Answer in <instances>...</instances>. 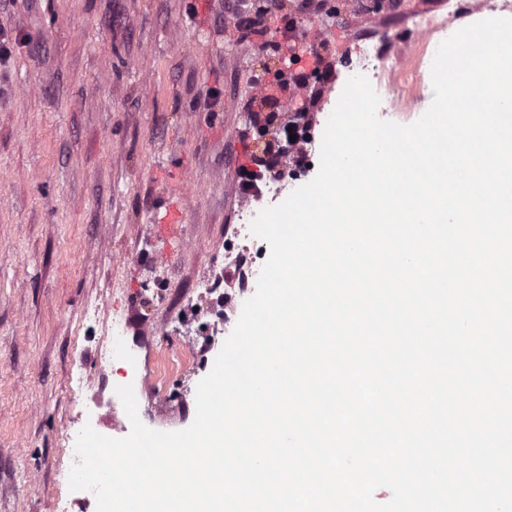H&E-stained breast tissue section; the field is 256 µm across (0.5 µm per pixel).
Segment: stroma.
I'll list each match as a JSON object with an SVG mask.
<instances>
[{
	"label": "stroma",
	"instance_id": "1",
	"mask_svg": "<svg viewBox=\"0 0 512 512\" xmlns=\"http://www.w3.org/2000/svg\"><path fill=\"white\" fill-rule=\"evenodd\" d=\"M335 2L300 30L327 38L334 69L319 133L358 39L414 43L415 13L474 21L447 0H367L339 27ZM0 28L18 36L0 68V512H60L85 417L72 376L88 401L133 385L151 429L195 418L219 352L199 283L239 222V158L264 146L247 135L253 79L285 55L239 48L224 0H0ZM164 190L184 197L177 251L151 234ZM116 316L125 337L107 329ZM142 325L158 334L137 345Z\"/></svg>",
	"mask_w": 512,
	"mask_h": 512
}]
</instances>
